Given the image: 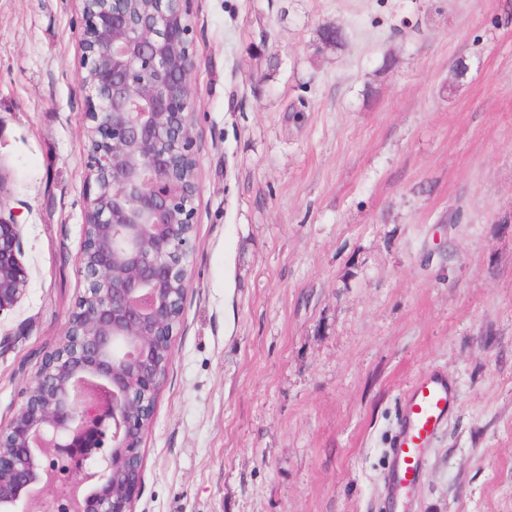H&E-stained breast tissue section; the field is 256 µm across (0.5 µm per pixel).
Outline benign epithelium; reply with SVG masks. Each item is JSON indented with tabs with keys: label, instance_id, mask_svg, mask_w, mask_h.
Listing matches in <instances>:
<instances>
[{
	"label": "benign epithelium",
	"instance_id": "benign-epithelium-1",
	"mask_svg": "<svg viewBox=\"0 0 512 512\" xmlns=\"http://www.w3.org/2000/svg\"><path fill=\"white\" fill-rule=\"evenodd\" d=\"M193 0H81L85 283L0 424V512H135L196 251ZM0 168V313L29 280Z\"/></svg>",
	"mask_w": 512,
	"mask_h": 512
}]
</instances>
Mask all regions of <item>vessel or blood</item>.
Returning a JSON list of instances; mask_svg holds the SVG:
<instances>
[{
    "instance_id": "vessel-or-blood-1",
    "label": "vessel or blood",
    "mask_w": 512,
    "mask_h": 512,
    "mask_svg": "<svg viewBox=\"0 0 512 512\" xmlns=\"http://www.w3.org/2000/svg\"><path fill=\"white\" fill-rule=\"evenodd\" d=\"M457 393L442 374L420 376L405 392L399 419L386 455L384 476L386 512H398L401 500L410 496L424 476V450L447 429L454 413Z\"/></svg>"
}]
</instances>
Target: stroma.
I'll list each match as a JSON object with an SVG mask.
<instances>
[{
	"instance_id": "stroma-1",
	"label": "stroma",
	"mask_w": 512,
	"mask_h": 512,
	"mask_svg": "<svg viewBox=\"0 0 512 512\" xmlns=\"http://www.w3.org/2000/svg\"><path fill=\"white\" fill-rule=\"evenodd\" d=\"M193 15L197 250L136 512H379L400 398L428 372L458 407L407 512H512V0ZM81 21L79 0H0L30 274L0 313V423L85 288Z\"/></svg>"
}]
</instances>
